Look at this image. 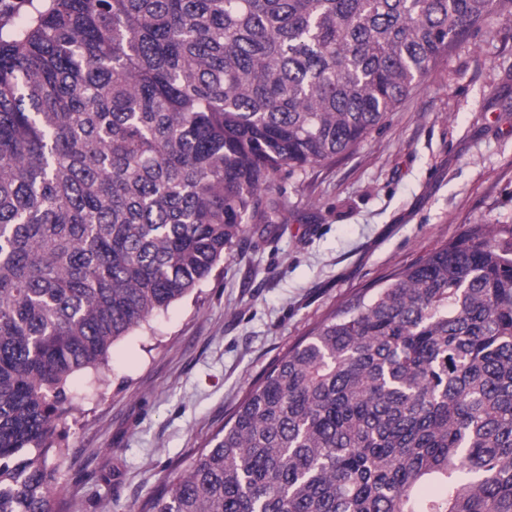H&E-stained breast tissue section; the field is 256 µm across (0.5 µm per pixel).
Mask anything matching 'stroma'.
<instances>
[{
    "instance_id": "35a3bbf8",
    "label": "stroma",
    "mask_w": 512,
    "mask_h": 512,
    "mask_svg": "<svg viewBox=\"0 0 512 512\" xmlns=\"http://www.w3.org/2000/svg\"><path fill=\"white\" fill-rule=\"evenodd\" d=\"M283 221L77 373L57 512H137L351 294L478 224H512V19L469 31L352 154L281 174Z\"/></svg>"
}]
</instances>
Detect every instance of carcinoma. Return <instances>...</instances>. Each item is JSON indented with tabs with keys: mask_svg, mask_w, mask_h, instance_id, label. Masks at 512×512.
Instances as JSON below:
<instances>
[{
	"mask_svg": "<svg viewBox=\"0 0 512 512\" xmlns=\"http://www.w3.org/2000/svg\"><path fill=\"white\" fill-rule=\"evenodd\" d=\"M512 0H39L0 35V512H55L67 384ZM140 512H512V226L348 299Z\"/></svg>",
	"mask_w": 512,
	"mask_h": 512,
	"instance_id": "1",
	"label": "carcinoma"
}]
</instances>
